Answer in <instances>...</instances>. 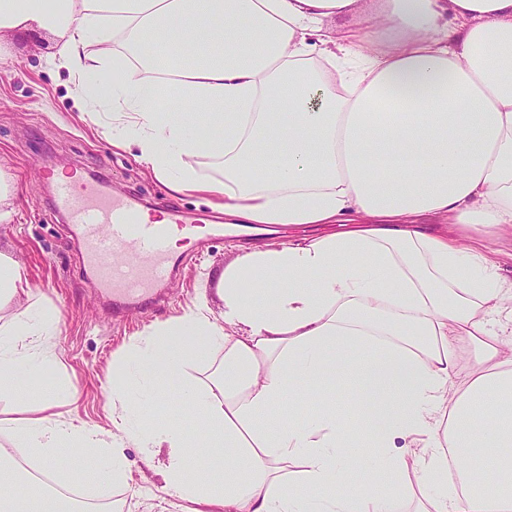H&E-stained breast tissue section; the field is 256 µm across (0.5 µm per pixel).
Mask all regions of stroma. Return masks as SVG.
I'll return each instance as SVG.
<instances>
[{"mask_svg":"<svg viewBox=\"0 0 512 512\" xmlns=\"http://www.w3.org/2000/svg\"><path fill=\"white\" fill-rule=\"evenodd\" d=\"M55 50V37L46 33H0V174L13 184L8 204L15 211L11 223H0V251L22 262L35 301L59 318L50 338L58 368L36 381L35 389L64 386L54 414L107 429L112 391L137 338L199 303L220 313L219 277L241 254L242 243L230 236L204 241L161 286V300L114 317L111 301L89 284L79 261L80 239L54 206L47 170L85 169L98 177L100 190L141 209L170 205L208 224L217 223L218 211L206 194L170 193L129 151L113 144L106 119L83 118L67 71L47 62ZM352 394L350 385L339 383L321 399L287 396L277 411L303 418L327 399L347 416ZM125 454L131 486L115 490L123 512H184L185 501L164 489L167 449H155L149 468L138 448L126 447Z\"/></svg>","mask_w":512,"mask_h":512,"instance_id":"35a3bbf8","label":"stroma"}]
</instances>
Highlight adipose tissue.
Listing matches in <instances>:
<instances>
[{"label":"adipose tissue","instance_id":"1","mask_svg":"<svg viewBox=\"0 0 512 512\" xmlns=\"http://www.w3.org/2000/svg\"><path fill=\"white\" fill-rule=\"evenodd\" d=\"M359 3L0 0V32L55 34L82 114L109 113L171 191L217 195L228 224L329 228L225 267L220 317L202 304L140 337L105 439L28 387L56 368L30 345L57 319L0 252V306L29 300L0 324V397L21 411L0 419V512H73L34 493L14 449L54 476L75 448L125 486L129 444L147 464L168 448V490L209 512H512V341L489 326L512 323V0H376L324 28ZM203 150L223 180L186 164ZM339 382L354 418L271 412ZM174 385L197 427L147 423Z\"/></svg>","mask_w":512,"mask_h":512}]
</instances>
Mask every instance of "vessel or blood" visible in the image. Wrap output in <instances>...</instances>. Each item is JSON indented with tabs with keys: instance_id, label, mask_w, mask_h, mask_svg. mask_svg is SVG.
<instances>
[{
	"instance_id": "b4317fda",
	"label": "vessel or blood",
	"mask_w": 512,
	"mask_h": 512,
	"mask_svg": "<svg viewBox=\"0 0 512 512\" xmlns=\"http://www.w3.org/2000/svg\"><path fill=\"white\" fill-rule=\"evenodd\" d=\"M55 206L82 240V263L94 272L95 287L119 305L150 299L168 279L180 262L169 246L172 235L199 240V225L180 210H168L162 223L145 219L125 200L77 180L57 183Z\"/></svg>"
}]
</instances>
